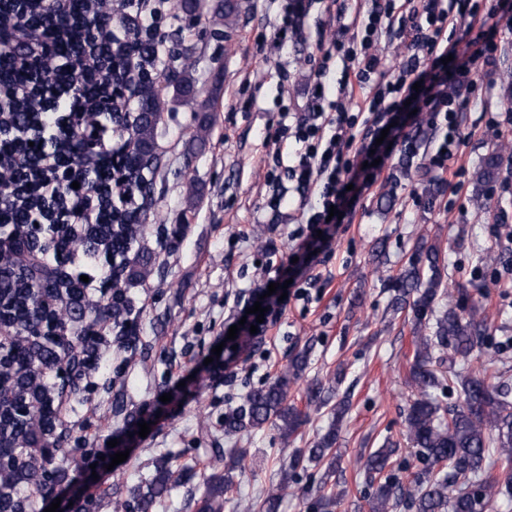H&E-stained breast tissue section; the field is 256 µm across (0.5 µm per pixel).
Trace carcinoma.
<instances>
[{
  "label": "carcinoma",
  "mask_w": 512,
  "mask_h": 512,
  "mask_svg": "<svg viewBox=\"0 0 512 512\" xmlns=\"http://www.w3.org/2000/svg\"><path fill=\"white\" fill-rule=\"evenodd\" d=\"M152 43L151 38L135 37L126 44V50L149 61ZM93 65L107 67L115 85L122 79L120 55L93 62L78 54L74 77ZM136 99V120L123 126L132 144L128 158L121 163L103 160L93 183L106 186L112 183L113 172L120 173L126 186L140 197L141 209L118 211L112 215V222L66 242L70 250L97 246L104 250L100 268L111 311L106 312L92 302H81L75 296L67 297L55 279L23 282L13 272L14 257L0 254V300L13 301L14 313L9 323L16 332L13 343L0 348L5 356L0 378V416L10 413V419H0V512L35 508L43 486L61 469L57 453L62 451L63 441L52 431L53 410L45 399H35L33 393L45 381L59 380L63 387L70 381L71 367L75 366L71 356L82 350L83 342L64 335L65 328L77 323L92 336L108 320L125 332L130 302L123 293L122 280H133L139 271L114 262L113 254L122 251L138 234L143 216L152 204L148 176L154 173L159 161L157 128L163 110L160 95L149 80L141 84ZM500 162L496 149L482 158L476 173L480 191L493 187ZM456 295L464 296L465 289L441 288L439 254L431 247H419L396 278L391 298L393 311L409 307L418 320L410 369L418 397L408 407L406 427L422 468L405 484L399 477L402 465L393 459L396 449L380 448L370 454L364 462L369 512H392L400 505L410 512H487L497 497L512 498V400H508L509 389L502 381L505 361L490 356L478 366H471L475 354L488 340L487 323L476 307L467 309L455 302ZM445 297L448 308L436 317L435 323L426 322ZM446 349L451 350L452 362L467 367V374L459 380L460 402L443 409L433 392L446 387L431 364L434 352ZM306 365V356L297 355L273 381L252 390L241 408L224 415V433L259 429L268 424L285 437L297 434L307 414L288 404V392ZM446 389L448 394L454 393V387ZM330 390L331 386L314 380L306 391L307 405L320 409ZM346 411L345 403H337L327 431L312 447L295 449L280 465V479L263 493L259 512H279L298 470L324 461L328 462V470H335L332 449ZM30 443L52 448L54 453L43 460L16 463L15 449ZM242 461L241 457L230 458L224 464V476L208 481L198 512H224L227 494L236 485V471L244 470ZM492 465L499 467L500 477L487 475V468ZM187 480L186 467L161 458L154 474L134 490L136 512H153L158 502ZM339 503L340 492L324 481L317 489L312 508L316 512H336Z\"/></svg>",
  "instance_id": "carcinoma-1"
}]
</instances>
